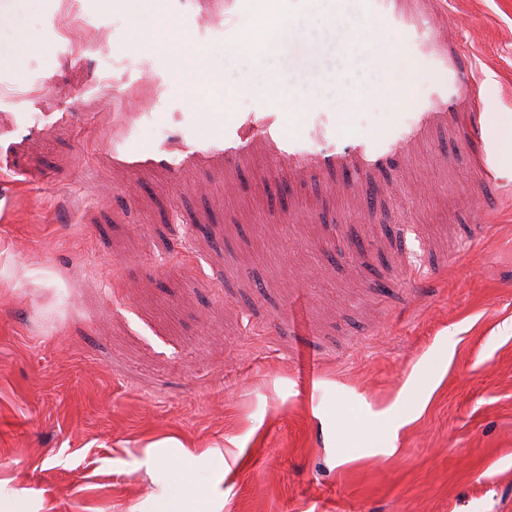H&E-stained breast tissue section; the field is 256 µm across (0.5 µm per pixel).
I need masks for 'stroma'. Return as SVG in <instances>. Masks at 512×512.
<instances>
[{"label": "stroma", "mask_w": 512, "mask_h": 512, "mask_svg": "<svg viewBox=\"0 0 512 512\" xmlns=\"http://www.w3.org/2000/svg\"><path fill=\"white\" fill-rule=\"evenodd\" d=\"M0 9V512H512V0H347L413 90L344 113L178 76L249 83L251 0Z\"/></svg>", "instance_id": "obj_1"}]
</instances>
